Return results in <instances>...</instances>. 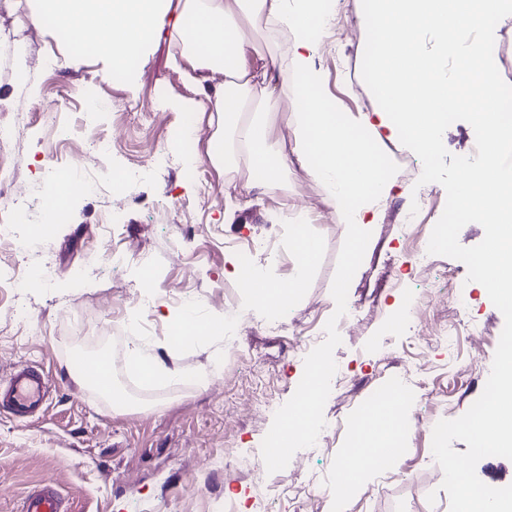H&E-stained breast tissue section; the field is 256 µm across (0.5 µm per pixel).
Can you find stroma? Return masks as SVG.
<instances>
[{"mask_svg": "<svg viewBox=\"0 0 512 512\" xmlns=\"http://www.w3.org/2000/svg\"><path fill=\"white\" fill-rule=\"evenodd\" d=\"M181 5L166 0L154 38L120 83L104 79L101 59L66 65L69 36L31 27L37 0H0V122L16 127L13 138L0 140V166L13 172L0 208L30 213L14 227L26 251L0 244V272L22 270L34 278L46 267L52 274L49 284L20 294L0 288V378L38 364L50 386L46 411L22 421L0 411V512H21L24 496L49 475L67 512H211L212 502L224 498L236 501L239 512H303L310 489L337 480L362 409L393 389L403 397L397 454L368 468L358 486L320 499L317 512H455L452 461L486 487L512 488V456H475L476 442L462 429L484 406L512 332V311L468 264L483 250L487 225L461 218L424 274L410 265L417 244L443 223L464 162L483 137L470 109L450 112L432 153L385 143L381 162L396 168L401 186L370 227L363 261L347 271V227L299 164H290L277 188L246 190L245 163L223 168L207 159L214 129L206 114L194 150H185L177 103L190 91L171 64L182 45L170 35ZM368 10L367 0H335L315 48L321 91L344 112L382 108L370 90L375 31L364 19ZM472 38L492 48L485 64L512 87V14L474 30ZM87 95L109 101L111 110L86 122L80 103ZM127 103L135 112H123ZM99 141L109 144V153L94 151ZM155 148L168 152L167 167L150 169ZM51 153L77 172L78 189L65 221L46 234L40 220L43 195L54 188ZM196 170L203 179L193 178ZM419 195L425 205L416 223L405 226L407 206ZM112 210L123 214L115 239L139 246V255L121 265L108 255L87 265ZM296 224L320 243L315 265L283 309L252 304L233 273L239 248L270 241L271 250L256 253L254 267L269 280L288 282L296 266L290 247ZM145 266L153 272L148 287L140 282ZM78 268L77 283L72 272ZM461 283L471 294L476 333H460L448 345L426 327L453 323L452 297ZM340 292L343 308L336 304ZM411 296L425 300L422 317L397 325ZM180 300L194 303L203 321L219 319L227 307L241 311L247 327L237 341L222 332L173 347L168 319ZM19 303L28 321L12 319ZM409 336L415 344H406ZM304 339L305 354L294 356V344ZM136 346L176 363L182 378L144 388L128 366ZM102 353L111 356L113 387L129 407L87 393L76 378L73 356ZM418 357L427 362L421 379L406 373ZM320 360L341 379L319 407L321 445L297 441L281 458H270L280 418ZM252 395L270 398L273 411L246 410ZM209 455L231 464L210 470L203 464Z\"/></svg>", "mask_w": 512, "mask_h": 512, "instance_id": "stroma-1", "label": "stroma"}]
</instances>
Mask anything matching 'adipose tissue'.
I'll list each match as a JSON object with an SVG mask.
<instances>
[{"label": "adipose tissue", "instance_id": "ef3b65f1", "mask_svg": "<svg viewBox=\"0 0 512 512\" xmlns=\"http://www.w3.org/2000/svg\"><path fill=\"white\" fill-rule=\"evenodd\" d=\"M163 0H42L32 15L35 26L45 21L64 31H76L78 52L67 65L84 58H106L107 78L127 80L131 62L158 29ZM506 0H373L368 23L374 28L375 58L371 91L385 108L375 117L341 116L319 95L320 73L314 57L317 27L326 0H184L171 25L184 49L174 66L180 70L191 97L181 100L186 114L212 109L219 125L238 128L234 144L244 157L250 178L269 189L279 184L296 156L307 173L325 187L333 205L351 230L349 268L363 256L364 238L377 223L378 203L397 186L396 171L383 169L378 152L356 137L386 131L388 138L404 141L420 151L432 152L440 121L449 106L473 107L483 132L485 154L469 170L457 189L456 203L473 221L489 225L479 264L483 284L499 304L512 308V178L502 171V157L512 150V122L498 115L497 87L487 66L467 54L459 60L464 90L449 94L436 57L416 48L419 31L438 34L443 46L464 44L473 28L487 17L501 16ZM271 25L291 31L294 73L299 82L290 124L292 155L268 146L265 120L242 117L245 99L262 103L269 112L279 109L281 71L275 55L264 54L254 35ZM400 395L363 410L352 440L343 482L355 485L365 464H379L398 448ZM464 428L478 440V456L512 454V394L488 401L483 415L469 419Z\"/></svg>", "mask_w": 512, "mask_h": 512}]
</instances>
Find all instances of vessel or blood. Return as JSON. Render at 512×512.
<instances>
[{"label": "vessel or blood", "mask_w": 512, "mask_h": 512, "mask_svg": "<svg viewBox=\"0 0 512 512\" xmlns=\"http://www.w3.org/2000/svg\"><path fill=\"white\" fill-rule=\"evenodd\" d=\"M48 399V387L42 369L23 365L6 382L0 383V409L13 418L24 420L41 411ZM22 512H63L53 478L23 501Z\"/></svg>", "instance_id": "b4317fda"}]
</instances>
